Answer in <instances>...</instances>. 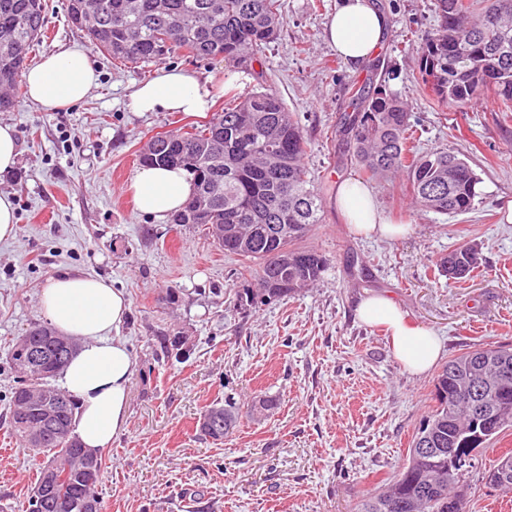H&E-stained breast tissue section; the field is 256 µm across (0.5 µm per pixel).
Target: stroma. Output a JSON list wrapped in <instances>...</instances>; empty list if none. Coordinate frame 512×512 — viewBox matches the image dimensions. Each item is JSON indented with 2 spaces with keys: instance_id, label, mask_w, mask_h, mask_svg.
Returning <instances> with one entry per match:
<instances>
[{
  "instance_id": "stroma-1",
  "label": "stroma",
  "mask_w": 512,
  "mask_h": 512,
  "mask_svg": "<svg viewBox=\"0 0 512 512\" xmlns=\"http://www.w3.org/2000/svg\"><path fill=\"white\" fill-rule=\"evenodd\" d=\"M47 30L32 62L87 44L64 0H45ZM389 18L379 49L394 70L388 85L410 104L422 150L460 152L480 178L474 209L455 217L411 203L405 177L368 179L384 215L403 237L355 234L334 198L341 177L334 137L351 69L324 38L337 0H282L284 26L258 62L169 55L163 64L129 63L91 50L98 86L83 101L47 112L25 96L0 112L21 143L16 170L0 176L18 218L0 242V512H22L37 458L17 450L6 419L16 383L6 350L29 325L44 323L39 294L61 273L99 276L125 291L129 315L119 334L136 360L128 422L103 451L98 494L103 512H352L359 497L397 474L432 402L435 372L414 375L394 357L381 326L356 316L361 296L387 294L443 341V360L477 345L512 344V112L493 94L467 109L443 108L417 82L419 48L437 25L434 0H381ZM223 75L214 111L266 88L276 90L311 136L309 178L321 191V222L303 240L324 255L320 280L302 294L259 308L240 305L252 285L239 257L207 229L173 226L138 213L127 191L137 155L159 132L193 123L181 112H136L131 94L158 67ZM465 240L480 243L484 264L470 277L440 276L435 263ZM179 293L166 301L168 289ZM186 332L190 356L160 360L155 338ZM277 408L255 414L256 397ZM232 397L242 415L223 440L199 419ZM512 452V430L478 449L469 470L467 512H512V493L485 485L493 461Z\"/></svg>"
}]
</instances>
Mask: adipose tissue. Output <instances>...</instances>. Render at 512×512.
I'll use <instances>...</instances> for the list:
<instances>
[{
	"instance_id": "adipose-tissue-1",
	"label": "adipose tissue",
	"mask_w": 512,
	"mask_h": 512,
	"mask_svg": "<svg viewBox=\"0 0 512 512\" xmlns=\"http://www.w3.org/2000/svg\"><path fill=\"white\" fill-rule=\"evenodd\" d=\"M388 19L373 0H338L324 36L351 68H359L379 50ZM97 74L88 50L80 44L48 55L23 76L25 96L48 111L82 101L96 86ZM215 77L175 69H160L131 96L137 112L202 114L213 105ZM129 191L137 210L162 219L180 209L192 193L179 167L143 166ZM337 208L362 235H394L398 229L384 221L371 189L351 178L336 189ZM42 313L64 334L76 339L79 350L64 369L63 388L76 399L75 432L85 448H108L124 431L128 418V383L134 357L118 331L129 313L124 292L98 277L64 273L54 277L40 294ZM360 320L383 326L394 356L412 373L428 371L441 355L435 334L410 319L393 299L374 294L356 307Z\"/></svg>"
}]
</instances>
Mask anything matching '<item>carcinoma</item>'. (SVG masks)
<instances>
[{
    "mask_svg": "<svg viewBox=\"0 0 512 512\" xmlns=\"http://www.w3.org/2000/svg\"><path fill=\"white\" fill-rule=\"evenodd\" d=\"M434 0L437 27L420 46L419 75L443 106L463 107L487 91L512 103V0ZM70 21L87 28L91 43L114 59L160 63L180 51L192 59L222 57L252 63L276 40L283 27L281 0H66ZM47 26L42 0H0V89H19L33 43ZM343 116L341 134L348 150L370 178L403 174L414 203L442 215L473 209L479 177L467 162L446 148L422 154L407 146L409 108L386 85L357 88ZM309 141L282 99L267 89L241 99L183 132L152 136L139 154L144 164L186 170L193 192L174 224L212 229L224 251L247 262L244 271L258 287L245 302L257 308L302 293L319 280L327 259L301 245L321 222V198L310 184L304 162ZM482 264L481 249L465 243L440 257L438 271L463 279ZM26 342L42 349L43 365L30 367L18 341L8 345L11 369L20 381L11 390L8 424L33 455L48 453L32 490L48 483L46 466L58 472L53 489L37 501L28 495L25 512H82L86 499L99 501L102 457L77 464L74 399L51 383L73 351L46 337L45 326L24 332ZM177 334L156 337L160 355L182 358ZM512 368V346H485L446 363L434 380L435 405L417 429L395 480L362 495L355 512H466L467 470L452 457L484 448L512 429V379L501 383L503 367ZM489 391L490 426L474 423L470 389ZM59 405L57 438L37 445L27 433L43 422L42 408ZM241 410L216 403L202 415L205 435L221 440L233 430ZM486 483L512 492V455L498 458Z\"/></svg>",
    "mask_w": 512,
    "mask_h": 512,
    "instance_id": "obj_1",
    "label": "carcinoma"
}]
</instances>
